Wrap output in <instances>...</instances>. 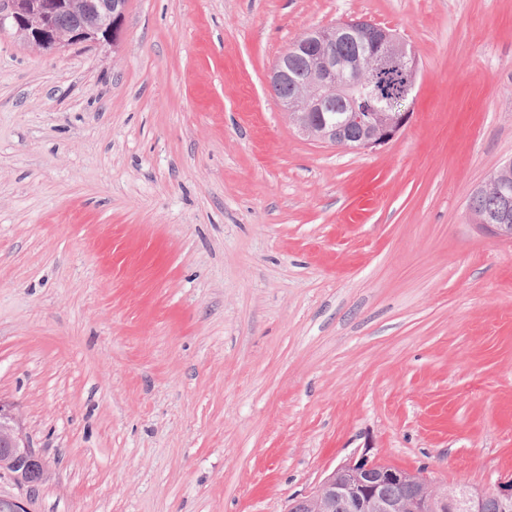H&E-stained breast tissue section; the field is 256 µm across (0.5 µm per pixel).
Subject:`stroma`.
Instances as JSON below:
<instances>
[{"instance_id":"obj_1","label":"stroma","mask_w":512,"mask_h":512,"mask_svg":"<svg viewBox=\"0 0 512 512\" xmlns=\"http://www.w3.org/2000/svg\"><path fill=\"white\" fill-rule=\"evenodd\" d=\"M391 28L410 123L297 134L305 30ZM512 0H129L116 45L0 33V400L47 461L26 512H285L355 450L512 476ZM494 175L490 177V179L482 184L483 186L495 184L498 194L508 202H505L498 194L494 192L482 191L475 187L469 196L468 207L471 212H473L478 217H484L489 213H497V212H507L509 214V223L505 224H496L499 223V218L497 216H487L480 219L479 226H482L488 229L491 234L495 237L512 240V197H511V187L502 185L497 182H506L512 183V166L505 167L503 166L497 171L495 176V180L497 182H493Z\"/></svg>"}]
</instances>
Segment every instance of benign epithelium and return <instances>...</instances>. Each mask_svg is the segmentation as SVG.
<instances>
[{
	"mask_svg": "<svg viewBox=\"0 0 512 512\" xmlns=\"http://www.w3.org/2000/svg\"><path fill=\"white\" fill-rule=\"evenodd\" d=\"M127 0H0V31L9 27L25 46L60 54L74 46L117 43L126 20ZM66 13L69 25L58 17ZM368 45L365 60L344 59L333 47L346 37ZM303 57V77L295 97L279 99L284 116L297 131L323 144L359 151H376L389 144L408 124L411 112L402 108L417 80V60L392 30L348 20L334 27H316L294 41L268 75V85L288 81V53ZM386 73L398 79L396 88L381 92L376 78ZM341 96L347 112L341 124L329 117L332 102ZM366 137L350 138L353 132ZM494 236L512 240V224L496 216L480 219ZM0 470L21 485L34 487L47 475V464L32 446L15 407L0 400ZM401 490L391 497L387 490ZM496 512H512V478L500 480L493 493L443 489L420 472L400 469L368 455L355 453L339 464L309 494L290 506L293 512H485L488 500Z\"/></svg>",
	"mask_w": 512,
	"mask_h": 512,
	"instance_id": "7a95c632",
	"label": "benign epithelium"
}]
</instances>
